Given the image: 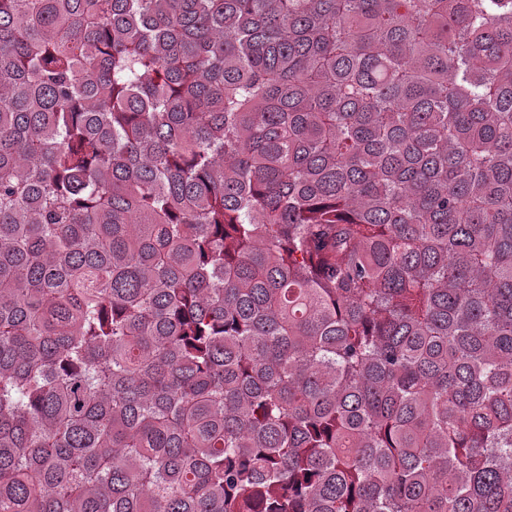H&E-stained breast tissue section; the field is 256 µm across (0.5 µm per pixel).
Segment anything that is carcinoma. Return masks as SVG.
Segmentation results:
<instances>
[{
  "mask_svg": "<svg viewBox=\"0 0 512 512\" xmlns=\"http://www.w3.org/2000/svg\"><path fill=\"white\" fill-rule=\"evenodd\" d=\"M0 512H512V0H0Z\"/></svg>",
  "mask_w": 512,
  "mask_h": 512,
  "instance_id": "obj_1",
  "label": "carcinoma"
}]
</instances>
